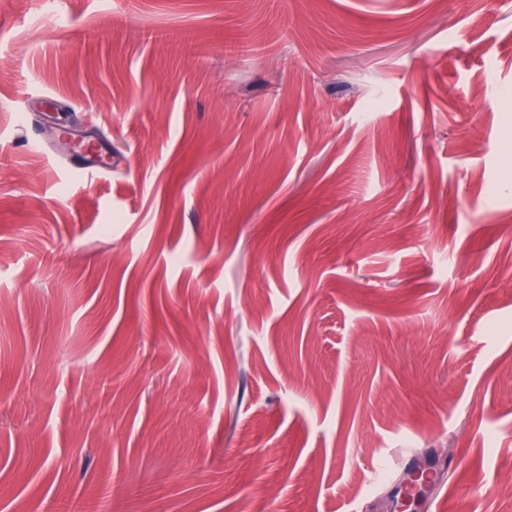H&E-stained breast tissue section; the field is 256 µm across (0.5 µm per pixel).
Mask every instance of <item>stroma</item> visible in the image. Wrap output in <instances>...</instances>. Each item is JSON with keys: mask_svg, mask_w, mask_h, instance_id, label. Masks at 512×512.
Wrapping results in <instances>:
<instances>
[{"mask_svg": "<svg viewBox=\"0 0 512 512\" xmlns=\"http://www.w3.org/2000/svg\"><path fill=\"white\" fill-rule=\"evenodd\" d=\"M509 268L512 0H0V512H512Z\"/></svg>", "mask_w": 512, "mask_h": 512, "instance_id": "35a3bbf8", "label": "stroma"}]
</instances>
